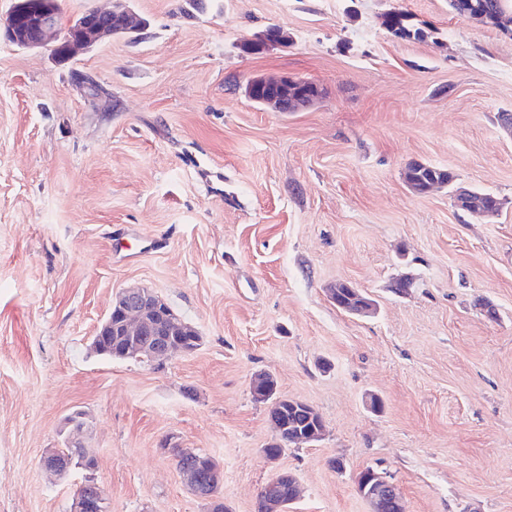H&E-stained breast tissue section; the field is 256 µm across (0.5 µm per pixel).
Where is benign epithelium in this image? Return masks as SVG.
<instances>
[{
  "instance_id": "obj_1",
  "label": "benign epithelium",
  "mask_w": 512,
  "mask_h": 512,
  "mask_svg": "<svg viewBox=\"0 0 512 512\" xmlns=\"http://www.w3.org/2000/svg\"><path fill=\"white\" fill-rule=\"evenodd\" d=\"M9 20L4 22V36L14 45L21 48L47 46L57 59L74 57L90 47L102 42L112 35L125 31L134 32L139 29L138 16L118 6L105 11H90L79 17L72 25L73 34L64 35L59 29L57 16L52 6L46 4L32 5L27 0L12 3L8 14ZM318 96V88L308 83L294 95L270 94L263 100L264 106L276 112H297L309 106ZM119 317L126 330L127 345L118 357L121 359H146L161 361L179 353H191L198 349L200 339L192 337L186 341L174 340L167 336L159 319L175 322V316L167 304L154 292L146 288H126L118 294L112 305L110 315L101 324L92 347L96 350L112 329V317ZM252 396L260 402L271 399L276 393L274 377L268 373H260L251 378ZM288 401L276 400L271 411L275 438L279 443L284 434L285 426L281 420L282 405ZM295 408L306 413L309 419L316 421L313 430L298 434L293 441L314 442L319 440L325 431V423L311 405L298 400L288 402ZM68 428L66 447L85 448L83 435L86 428L85 414L79 410L72 412L65 419ZM178 456L188 463L178 468L183 481L190 492L198 499L212 505L211 512H223L224 505L210 491V485L224 479L222 466L214 459L203 463L198 453L182 448ZM42 468L58 478H66L74 469L87 471L84 480L78 484L71 506V512H106L107 497L104 488L92 476L95 463L81 457H64L61 450L49 449L42 457ZM359 494L369 503L370 512H404L401 492L395 482L386 474L374 469L361 471L355 479ZM299 491L297 479L286 471L277 472L261 490L258 497L257 512H286L281 493L286 485Z\"/></svg>"
}]
</instances>
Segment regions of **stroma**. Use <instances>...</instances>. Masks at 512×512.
Masks as SVG:
<instances>
[{
  "mask_svg": "<svg viewBox=\"0 0 512 512\" xmlns=\"http://www.w3.org/2000/svg\"><path fill=\"white\" fill-rule=\"evenodd\" d=\"M121 4L146 27L63 62L0 33V512H70L84 470L53 481L40 461L75 410L110 512H209L177 448L220 463L226 512H255L280 470L300 482L293 512H370L369 467L407 512H512V32L448 0ZM397 10L427 37H393ZM271 24L288 45L243 52ZM271 76L321 94L263 109L245 87ZM413 161L454 187L413 194ZM458 187L499 214L459 209ZM339 282L375 313L336 308ZM133 286L200 347L95 353ZM261 372L325 423L272 463ZM275 379L268 373H260L251 378L250 390L252 396L260 402L271 399L276 393Z\"/></svg>",
  "mask_w": 512,
  "mask_h": 512,
  "instance_id": "1",
  "label": "stroma"
}]
</instances>
